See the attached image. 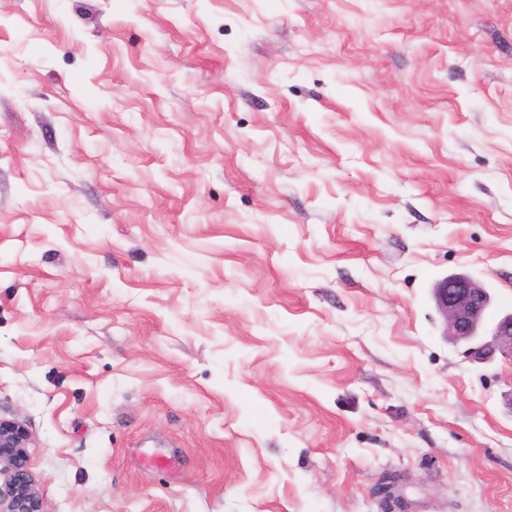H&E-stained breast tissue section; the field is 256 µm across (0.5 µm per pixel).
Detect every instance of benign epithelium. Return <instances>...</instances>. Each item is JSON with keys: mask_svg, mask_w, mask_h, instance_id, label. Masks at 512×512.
Masks as SVG:
<instances>
[{"mask_svg": "<svg viewBox=\"0 0 512 512\" xmlns=\"http://www.w3.org/2000/svg\"><path fill=\"white\" fill-rule=\"evenodd\" d=\"M443 318V336L464 347L467 359L489 363L496 357L512 360V311L493 314V296L480 279L452 274L432 291ZM30 437L14 420L0 419V512H45L28 466Z\"/></svg>", "mask_w": 512, "mask_h": 512, "instance_id": "obj_1", "label": "benign epithelium"}]
</instances>
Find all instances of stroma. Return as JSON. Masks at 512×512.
<instances>
[{
	"mask_svg": "<svg viewBox=\"0 0 512 512\" xmlns=\"http://www.w3.org/2000/svg\"><path fill=\"white\" fill-rule=\"evenodd\" d=\"M453 273L512 309V0H0V418L46 512H512Z\"/></svg>",
	"mask_w": 512,
	"mask_h": 512,
	"instance_id": "stroma-1",
	"label": "stroma"
}]
</instances>
